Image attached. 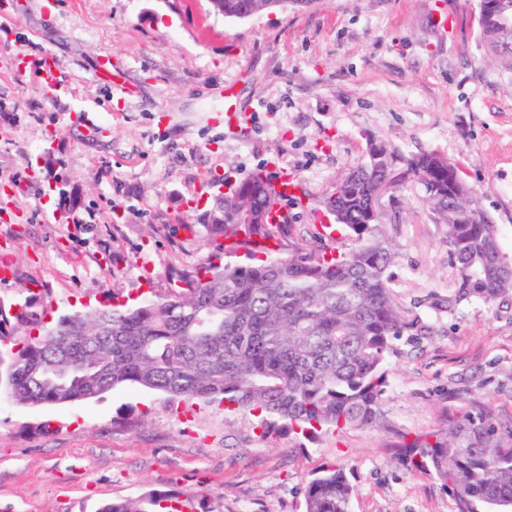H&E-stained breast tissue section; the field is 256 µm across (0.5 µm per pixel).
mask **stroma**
<instances>
[{"instance_id": "stroma-1", "label": "stroma", "mask_w": 512, "mask_h": 512, "mask_svg": "<svg viewBox=\"0 0 512 512\" xmlns=\"http://www.w3.org/2000/svg\"><path fill=\"white\" fill-rule=\"evenodd\" d=\"M48 53L53 98L33 68ZM229 87L245 130L224 121ZM370 136L458 162L512 256V73L487 54L477 0H312L245 19L210 0H0V258L15 273L0 305L33 295L53 322L164 297L227 261L200 192L261 168L298 177L285 253L347 247L315 217ZM424 196L410 176L382 199L390 285L415 326L393 342L376 427L266 429L127 387L0 401V512H96L151 489L205 512H304L306 480L334 463L351 470V512H454L401 450L467 413L512 427V304L449 305L446 228Z\"/></svg>"}]
</instances>
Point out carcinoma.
<instances>
[{
	"mask_svg": "<svg viewBox=\"0 0 512 512\" xmlns=\"http://www.w3.org/2000/svg\"><path fill=\"white\" fill-rule=\"evenodd\" d=\"M266 0H219L224 17L263 8ZM490 56L512 71V30L488 33ZM380 148L395 165L360 164L325 195L324 209L346 229L351 245L329 254L267 251L258 264L204 267L158 300L64 315L54 324L33 298L13 313L0 305V395L28 407L93 399L117 387L158 391L172 400L220 403L260 412L262 426L318 433L373 427L387 386L393 340L413 326L393 299L392 244L385 215L373 213L372 185L414 175L437 219L448 225L451 304L512 302V267L494 224L461 183L448 195V165L435 151L409 158ZM403 168H398V165ZM281 200L256 172L217 198L201 217L211 242H233L227 255L254 238L283 240L287 225L269 222ZM262 214L244 224V203ZM417 467L442 482L456 512H512V428L487 412L448 423L435 441L408 447ZM353 486L340 465L304 485L305 512H350ZM96 512H183L172 490L112 500Z\"/></svg>",
	"mask_w": 512,
	"mask_h": 512,
	"instance_id": "cac0c4a2",
	"label": "carcinoma"
}]
</instances>
